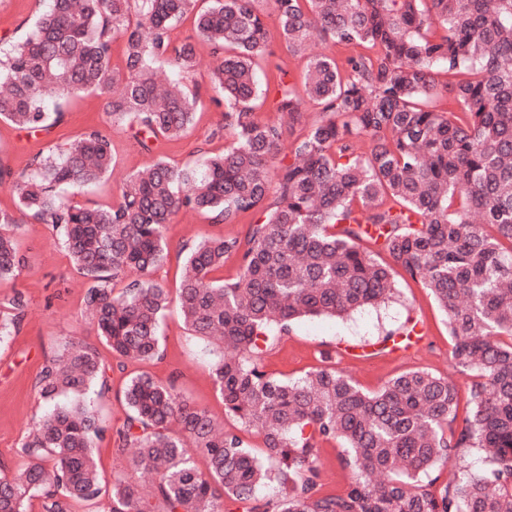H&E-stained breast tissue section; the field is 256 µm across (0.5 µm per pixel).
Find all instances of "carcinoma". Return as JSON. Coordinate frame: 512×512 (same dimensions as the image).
<instances>
[{
  "instance_id": "1",
  "label": "carcinoma",
  "mask_w": 512,
  "mask_h": 512,
  "mask_svg": "<svg viewBox=\"0 0 512 512\" xmlns=\"http://www.w3.org/2000/svg\"><path fill=\"white\" fill-rule=\"evenodd\" d=\"M263 4L293 55L316 37L378 54L308 57L303 92L318 108L310 120L275 65L281 118L260 120L267 91L256 68L274 56ZM188 15L218 55L211 102L230 147L200 170L161 156L128 176L116 204L92 207L63 196L115 166L110 136L91 129L12 181L17 209L0 210V283L23 265V218L55 225L90 281L84 304L97 335L136 361L160 353L169 293L154 273L173 217L253 219L242 237L187 248L178 305L191 334L221 351L210 374L224 415L262 447L140 374L124 390L116 442L129 454L109 512H512V0H50L25 38L0 47V120L46 130L62 117L60 99L96 91L144 149L181 138L200 102L196 43L171 37ZM117 37L120 68L110 54ZM437 68L450 81L437 82ZM445 93L464 112L430 108ZM302 123L305 134L284 148L285 128ZM229 256L237 279L215 280ZM397 268L447 318L453 368L471 376L464 417L456 384L425 370L366 392L334 367L285 380L257 362L300 318L387 301ZM105 373L97 349L76 341L43 368L40 397L74 400L26 436L27 467L0 474V512H29L34 499L42 512L99 501L95 448L106 428L86 397ZM331 441L351 472L340 494L322 490L319 452ZM472 449L485 467L461 464ZM448 465L454 477L434 487ZM145 472L146 490L136 481ZM272 482L280 495L260 497Z\"/></svg>"
}]
</instances>
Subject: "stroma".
<instances>
[{
	"instance_id": "35a3bbf8",
	"label": "stroma",
	"mask_w": 512,
	"mask_h": 512,
	"mask_svg": "<svg viewBox=\"0 0 512 512\" xmlns=\"http://www.w3.org/2000/svg\"><path fill=\"white\" fill-rule=\"evenodd\" d=\"M37 9L36 0H0V41L21 40ZM220 121L210 100H203L192 127L181 139L160 142L147 151L133 130L111 125L104 95L84 93L65 104L62 121L49 130L29 131L0 121V166L16 175L29 173L38 153L70 142L89 129H101L112 138L116 164L111 175L91 186L68 189L67 194L79 204L107 206L118 201L127 176L156 157L166 156L197 168L206 156L223 153L232 138L217 133ZM249 223L246 217L227 224L210 214L179 212L168 226V257L156 279L169 293H176L185 257L183 244L242 236ZM17 244L25 265L14 280L0 283V298L18 291L26 301L22 320L0 340V472L13 473L25 465L22 443L50 408L39 395V373L62 344L71 340L97 348L107 368V384L93 396V406L106 428L96 449L103 484H111L114 471L124 464L123 455L116 450L115 431L125 418L124 388L137 374L146 372L173 384L179 394L208 410L219 424L235 427V420L225 417L224 403L209 376L215 354L211 346L191 336L177 306H170L162 320L159 358L145 362L118 358L103 346L85 315L89 282L74 268L62 244L61 229L26 218L17 232ZM411 318L419 322L416 336L386 342L389 332L404 327ZM450 351L444 314L421 284L404 276L398 278L396 293L385 305L368 306L342 318L299 319L290 333L276 337L260 364L273 376L293 380L329 361L367 391L378 390L400 373L422 369L450 378L460 394H467L470 377L453 369Z\"/></svg>"
}]
</instances>
